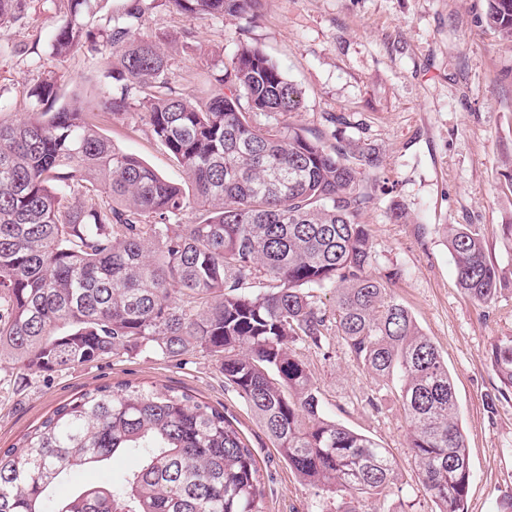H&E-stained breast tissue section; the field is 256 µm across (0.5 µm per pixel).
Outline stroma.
Instances as JSON below:
<instances>
[{
	"instance_id": "1",
	"label": "stroma",
	"mask_w": 512,
	"mask_h": 512,
	"mask_svg": "<svg viewBox=\"0 0 512 512\" xmlns=\"http://www.w3.org/2000/svg\"><path fill=\"white\" fill-rule=\"evenodd\" d=\"M486 0H263L255 24L224 15L189 20L145 0L144 35L171 40L169 87L192 92L208 66L228 61L240 40L258 46L302 92L291 123L372 149L376 170L361 174L373 199L360 215L370 229L377 273L448 363L468 440V512H498L512 495V394L501 395L490 366L494 342L512 336V42L483 29ZM70 18L68 0H25L20 19L0 23V102L7 119L34 109L31 90L56 79L70 102L109 90L100 54L79 48L55 57L49 44ZM131 92L121 118L97 110L101 134L167 181L187 176L153 135ZM405 212L398 220L396 212ZM467 224L487 244L503 287L490 304L458 288L444 228ZM328 418L389 448L398 481L386 499L356 497L358 512H431L414 474L404 412L394 386L350 358L338 339L328 350L297 346ZM132 382L188 393L225 407L260 469L265 512H337L336 493L311 486L283 460L218 362L194 352L177 359L112 356L54 372L25 369L0 355V448L60 403L96 386ZM132 461L72 473L55 498L119 478Z\"/></svg>"
}]
</instances>
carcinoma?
Returning a JSON list of instances; mask_svg holds the SVG:
<instances>
[{
	"mask_svg": "<svg viewBox=\"0 0 512 512\" xmlns=\"http://www.w3.org/2000/svg\"><path fill=\"white\" fill-rule=\"evenodd\" d=\"M91 2L70 0L51 53H102L120 88L53 112L47 80L34 89L32 116L0 119V352L40 372L206 352L305 481L381 496L396 479L392 454L325 415L290 349H321L333 335L369 374L398 382L415 476L434 512H467L469 453L448 363L373 273L359 222L372 199L360 169L377 168V158L277 121L301 109L302 92L245 40L191 96L162 92L169 57L137 31L143 0H126L123 20L96 27L83 22ZM165 3L190 20L255 22L261 0ZM479 23L512 40V0H488ZM131 86L190 186L166 181L92 122L94 105L125 116ZM77 195L103 202L77 206ZM189 210L198 221L179 223ZM448 244L460 288L492 302L502 283L484 239L452 225ZM318 291L332 294L331 307ZM490 362L500 390L512 392V336L497 339ZM117 454L135 459L120 480L50 498L66 473ZM259 485L225 411L129 382L60 404L19 447L0 451V512H264Z\"/></svg>",
	"mask_w": 512,
	"mask_h": 512,
	"instance_id": "carcinoma-1",
	"label": "carcinoma"
}]
</instances>
